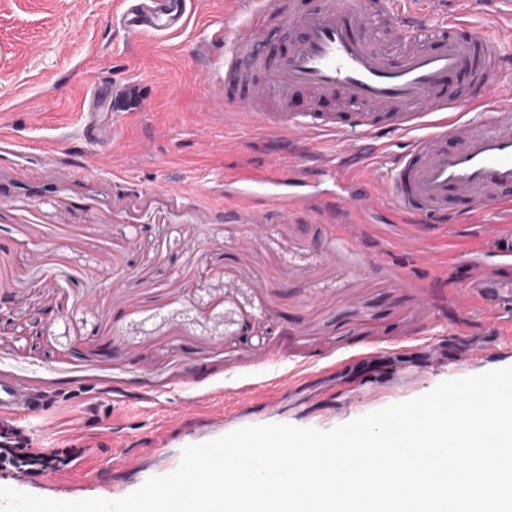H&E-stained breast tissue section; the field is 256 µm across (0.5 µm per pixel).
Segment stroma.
Returning <instances> with one entry per match:
<instances>
[{"label":"stroma","mask_w":512,"mask_h":512,"mask_svg":"<svg viewBox=\"0 0 512 512\" xmlns=\"http://www.w3.org/2000/svg\"><path fill=\"white\" fill-rule=\"evenodd\" d=\"M224 0L177 35L133 37L118 0H0V375L45 396L34 447L90 454L0 486L120 499L183 448L261 424L329 430L512 366V326L464 289L470 224L386 223L361 242L317 210L240 209L224 176L279 139L225 126L235 108L199 53ZM99 100L105 134L83 130ZM453 251L432 264L422 247ZM252 386L253 403L236 402Z\"/></svg>","instance_id":"1"}]
</instances>
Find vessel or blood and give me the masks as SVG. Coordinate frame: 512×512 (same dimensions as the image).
Listing matches in <instances>:
<instances>
[{
  "label": "vessel or blood",
  "instance_id": "obj_1",
  "mask_svg": "<svg viewBox=\"0 0 512 512\" xmlns=\"http://www.w3.org/2000/svg\"><path fill=\"white\" fill-rule=\"evenodd\" d=\"M120 21L131 34L170 33L186 24V0H120ZM491 10L493 27L468 18ZM238 31L223 56L209 62L225 84L247 81L238 101L253 126L289 145L332 137L351 145L350 158L323 153L314 177L275 156L261 170L242 167L225 186H252L250 205L276 203L280 212L315 205L313 178L331 180L341 202L339 221L351 241L376 204L407 224H462L483 218L493 266L477 267L469 292L493 310L512 308V0H319L311 11L291 0H224ZM299 28L285 60L266 50L272 21ZM466 35H457V28ZM469 70L475 96L448 91L449 75ZM335 94L363 104L360 112H267L272 94L288 101L294 90ZM406 146L390 154L386 137ZM456 141L448 149L447 141ZM470 205L461 213L449 194ZM36 415L30 389L0 376V413Z\"/></svg>",
  "mask_w": 512,
  "mask_h": 512
}]
</instances>
